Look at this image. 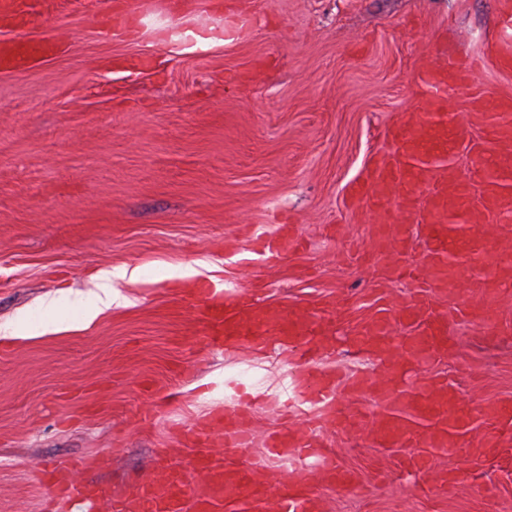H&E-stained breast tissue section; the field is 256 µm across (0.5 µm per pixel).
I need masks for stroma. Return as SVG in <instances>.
I'll return each instance as SVG.
<instances>
[{"label": "stroma", "instance_id": "stroma-1", "mask_svg": "<svg viewBox=\"0 0 512 512\" xmlns=\"http://www.w3.org/2000/svg\"><path fill=\"white\" fill-rule=\"evenodd\" d=\"M114 2L124 32L111 39L78 0H31L23 20L0 21V39L61 42L24 71H0V323L40 314L60 290L91 298L99 270L129 272L112 283L119 304L90 325L73 306L54 327L0 337V512H80L38 479L77 460L82 479L130 493L158 456L178 463L221 445L186 444L177 426L245 393L291 396L289 348L256 357L196 341L187 282L247 286L291 311L334 305L319 367L381 379L383 361L353 338L384 316L400 342L445 301L405 315L413 284L373 251L378 217L347 208L345 188L416 110L428 57H482L476 85L512 95V71L485 55L499 0H172L169 15ZM283 224L301 246L255 262L253 235ZM490 264L458 282L469 306L446 345L410 367L413 380L448 381L466 410L512 398V287L491 323L476 303ZM464 424L454 460L423 472L409 449L322 422L353 480L318 484L325 512H512V454L473 460L471 442L493 423ZM451 466L463 479L439 488Z\"/></svg>", "mask_w": 512, "mask_h": 512}]
</instances>
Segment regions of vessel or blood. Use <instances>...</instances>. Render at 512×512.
Masks as SVG:
<instances>
[{
  "label": "vessel or blood",
  "mask_w": 512,
  "mask_h": 512,
  "mask_svg": "<svg viewBox=\"0 0 512 512\" xmlns=\"http://www.w3.org/2000/svg\"><path fill=\"white\" fill-rule=\"evenodd\" d=\"M112 0H88L87 11L104 36L112 34ZM56 42L0 40V71L25 69L38 56L55 54ZM473 74L457 57L428 60L415 79L423 95L417 111L403 114L391 126V149L375 156L364 175L348 186L354 204L367 205L379 217L373 229L375 250L393 257L406 251L401 228L408 221L422 224L427 250L413 272L418 288L447 292L461 263L491 253L503 254L495 267L500 281L512 279V97L474 94L466 118H458L448 100ZM469 152L470 167L457 174L455 160ZM290 227L273 238L259 237L256 252L265 260L282 259L294 247ZM191 300L195 322L206 343L215 349L264 351L288 344L301 359L294 391L304 409L298 423L284 425L267 436L261 453L247 467L227 463L225 452L251 448L252 407L241 404L224 415L185 429L191 442H205L213 430L224 433L223 450H211L177 464L159 457L152 475L137 492L124 497L106 484L76 480V465L55 468L46 475L55 490L71 500L106 505L109 512H320L321 498L310 482L318 478L333 487H347L350 478L324 448L315 431L320 416L348 422L345 398L369 391L378 409L372 422L375 441L382 446L414 449L419 465L430 458L450 456L464 433L454 395L446 385L429 386L401 397L361 375L313 371L318 335L335 318L323 312L305 319L276 307L255 305L245 288L226 290L204 282L182 289ZM451 319L447 310L431 313L417 335L402 343L403 355L416 358L446 342ZM512 445V419L503 418L491 436L477 441L472 454L485 448Z\"/></svg>",
  "instance_id": "vessel-or-blood-1"
}]
</instances>
